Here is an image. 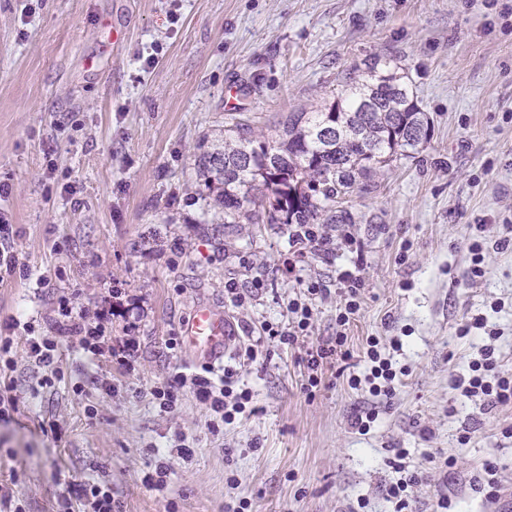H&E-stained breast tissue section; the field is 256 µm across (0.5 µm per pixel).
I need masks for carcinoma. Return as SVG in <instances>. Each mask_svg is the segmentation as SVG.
Masks as SVG:
<instances>
[{
	"instance_id": "cac0c4a2",
	"label": "carcinoma",
	"mask_w": 512,
	"mask_h": 512,
	"mask_svg": "<svg viewBox=\"0 0 512 512\" xmlns=\"http://www.w3.org/2000/svg\"><path fill=\"white\" fill-rule=\"evenodd\" d=\"M353 67L333 99L290 112L279 138L239 119L198 146L196 167L213 224H352L340 208L355 187L428 143L429 118L390 63L359 78Z\"/></svg>"
}]
</instances>
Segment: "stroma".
I'll return each mask as SVG.
<instances>
[{"label": "stroma", "instance_id": "obj_1", "mask_svg": "<svg viewBox=\"0 0 512 512\" xmlns=\"http://www.w3.org/2000/svg\"><path fill=\"white\" fill-rule=\"evenodd\" d=\"M384 61L408 77L431 139L347 197L355 223L318 225L328 252L292 267L288 225L203 223L197 146L231 103L274 136L282 116L331 97L348 66ZM1 180L34 276L0 284L17 401L0 421V512H86L97 485L116 512H226L243 499L247 512H393L399 448L427 471L418 512L448 492L458 512L512 505L469 484L491 461L512 491V407L487 414L455 388L492 330L512 370V248L486 237L478 281L469 250L475 225H512V0H0ZM347 271L364 283L351 358L309 394L307 354L336 337ZM64 296L112 346L134 341L132 368L74 340L58 350L60 376L28 357L25 326L52 335ZM294 299L308 301L311 326L288 345L268 332L291 327ZM200 303L227 315L224 366L253 395L229 424L190 389L171 412L151 395L200 367L181 339ZM479 315L485 327L459 336ZM370 336L403 344L388 401L348 383ZM243 344L257 350L247 365ZM367 410L377 418L363 435L350 423ZM451 454L457 468H439Z\"/></svg>", "mask_w": 512, "mask_h": 512}]
</instances>
